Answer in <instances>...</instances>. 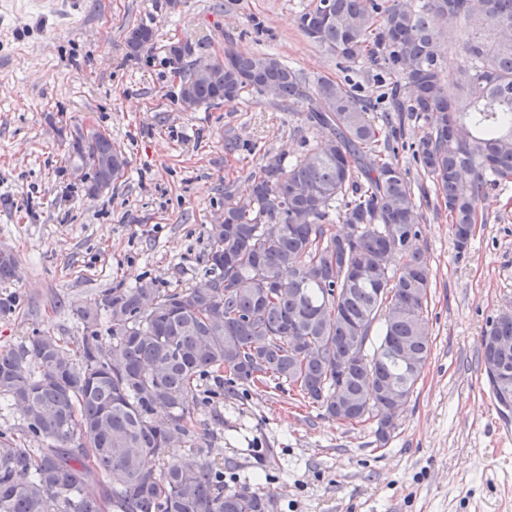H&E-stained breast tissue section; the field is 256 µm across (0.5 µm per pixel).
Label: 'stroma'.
<instances>
[{
	"mask_svg": "<svg viewBox=\"0 0 512 512\" xmlns=\"http://www.w3.org/2000/svg\"><path fill=\"white\" fill-rule=\"evenodd\" d=\"M308 0H0V249L17 258L0 295L18 303L0 318V349L42 332L82 334L75 312L112 288L154 280L187 288L204 273L209 228L224 186L247 195L265 156L291 160L314 147L304 121L317 78L375 102L390 76L308 42L296 16ZM157 37L125 57L128 28ZM196 43L210 56L233 47L279 56L303 77L304 99L268 97L182 110L167 48ZM99 127L130 161L120 182L90 197L70 175L74 127ZM425 127L413 117L381 127L410 172L422 216L417 244L432 274L431 354L387 444L371 427H346L299 404L288 388L241 385L216 410L197 409L195 432L211 460L270 491L278 512H512V442L481 363L492 319L512 309V183L490 191L465 255L432 177L413 154ZM240 147L224 150L226 138Z\"/></svg>",
	"mask_w": 512,
	"mask_h": 512,
	"instance_id": "1",
	"label": "stroma"
}]
</instances>
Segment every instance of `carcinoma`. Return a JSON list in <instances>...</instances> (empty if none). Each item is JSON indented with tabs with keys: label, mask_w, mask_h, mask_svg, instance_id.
I'll use <instances>...</instances> for the list:
<instances>
[{
	"label": "carcinoma",
	"mask_w": 512,
	"mask_h": 512,
	"mask_svg": "<svg viewBox=\"0 0 512 512\" xmlns=\"http://www.w3.org/2000/svg\"><path fill=\"white\" fill-rule=\"evenodd\" d=\"M304 35L348 61L364 56L403 79L391 109L426 126L417 150L448 206L458 254L467 250L478 203L512 182V0H310L297 18ZM460 25L463 59L448 99L440 62L443 28ZM156 29L125 34L126 56L154 45ZM190 42L169 45L181 99L197 108L243 91L286 102L306 98L316 147L289 163L275 156L240 198L224 184V210L210 225L203 278L186 290L152 281L112 288L79 310L84 328L70 350L47 334L0 350V396L20 414L24 448L0 431V512H277L270 492L229 489L224 466L195 444L199 405L224 398V384L269 378L294 386L341 424L374 422L386 445L431 350V270L420 247L408 171L381 158L369 108L344 85L319 78L305 95L300 74L265 53L224 48L196 72ZM69 159L100 192L129 167L110 136L78 127ZM345 209L335 230L329 213ZM17 259L0 251V284ZM108 327L102 328V319ZM498 349L512 390V314L492 320L482 359ZM350 363L336 373V360ZM228 373L218 389L201 381ZM108 485L87 494L94 473Z\"/></svg>",
	"instance_id": "1"
}]
</instances>
